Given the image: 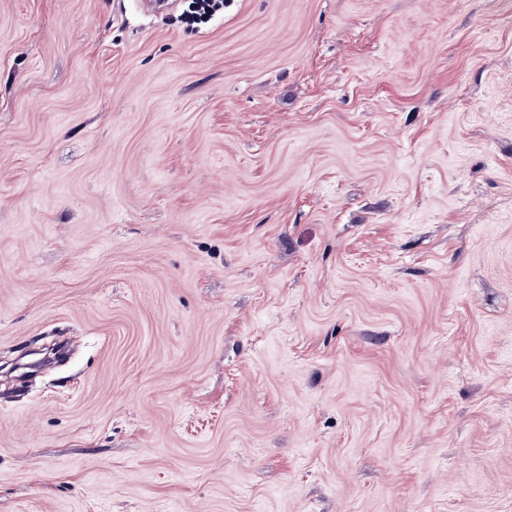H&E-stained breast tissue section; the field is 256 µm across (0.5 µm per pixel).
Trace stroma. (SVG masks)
I'll use <instances>...</instances> for the list:
<instances>
[{
    "label": "stroma",
    "mask_w": 512,
    "mask_h": 512,
    "mask_svg": "<svg viewBox=\"0 0 512 512\" xmlns=\"http://www.w3.org/2000/svg\"><path fill=\"white\" fill-rule=\"evenodd\" d=\"M0 0V512H512V0Z\"/></svg>",
    "instance_id": "stroma-1"
}]
</instances>
